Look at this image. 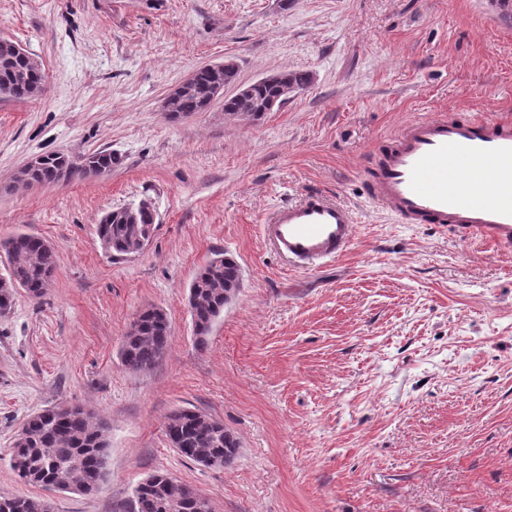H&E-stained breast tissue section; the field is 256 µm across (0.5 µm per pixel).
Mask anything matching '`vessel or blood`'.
<instances>
[{
    "label": "vessel or blood",
    "mask_w": 512,
    "mask_h": 512,
    "mask_svg": "<svg viewBox=\"0 0 512 512\" xmlns=\"http://www.w3.org/2000/svg\"><path fill=\"white\" fill-rule=\"evenodd\" d=\"M370 196L400 222L512 248V117L442 115L403 125L370 172ZM261 230L290 263L313 269L348 250L356 225L346 206L310 190L280 205Z\"/></svg>",
    "instance_id": "1"
}]
</instances>
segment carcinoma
I'll return each mask as SVG.
<instances>
[{
	"instance_id": "carcinoma-1",
	"label": "carcinoma",
	"mask_w": 512,
	"mask_h": 512,
	"mask_svg": "<svg viewBox=\"0 0 512 512\" xmlns=\"http://www.w3.org/2000/svg\"><path fill=\"white\" fill-rule=\"evenodd\" d=\"M278 75L301 90L311 83V75L305 70H284ZM235 76L236 72L218 65L199 71L191 93L169 100V121L177 122L207 111L215 90L232 83ZM41 83L42 74L32 69L29 59L16 49V43L0 40V88L10 89L11 98L24 100L31 98L32 91ZM272 102L277 108L282 105L278 101V84L255 82L246 97L224 99V112L258 120L269 111ZM87 159L106 175L122 164V158L108 150L93 153ZM62 164L57 154H45L43 167L29 176L31 183L54 182ZM150 225L149 212L141 209L133 217L127 209L119 208L102 216L97 235L108 243L113 255L121 258L144 237ZM0 250L24 290L33 298L44 296V285L54 278L57 267L55 247L46 245V240L37 235L19 233L1 240ZM240 287L241 269L230 254L219 253L200 268L189 289L193 294L190 315L198 349L207 347L212 329L228 304L226 294ZM170 332L167 315L152 307L141 311L137 330L123 336V365L135 372L153 369L168 350ZM164 431L169 444L176 445L182 457L202 466L209 458L220 459L227 465L239 448L232 432L218 426L216 419L191 409L168 415ZM108 456L107 429L86 407L74 404L61 415L29 416L17 434L9 462L24 484L45 490L50 485L62 484L73 493L91 496L101 491L109 476V467L104 463ZM155 478L154 482L135 487L130 512H211L209 502L187 485L172 483L161 474ZM0 512H48V499L0 494Z\"/></svg>"
}]
</instances>
